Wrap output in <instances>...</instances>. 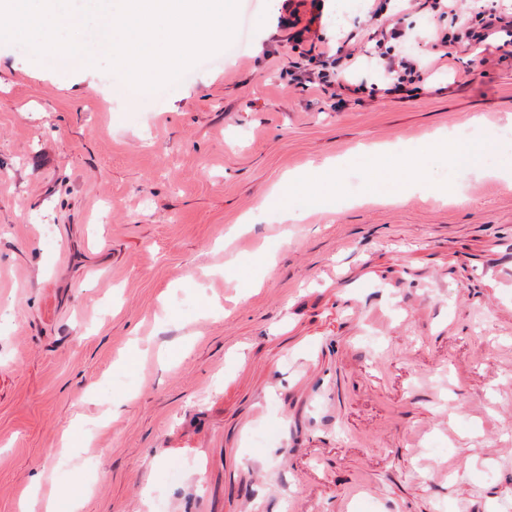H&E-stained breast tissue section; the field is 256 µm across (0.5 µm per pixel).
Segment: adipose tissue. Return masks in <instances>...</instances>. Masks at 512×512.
I'll use <instances>...</instances> for the list:
<instances>
[{
    "instance_id": "obj_1",
    "label": "adipose tissue",
    "mask_w": 512,
    "mask_h": 512,
    "mask_svg": "<svg viewBox=\"0 0 512 512\" xmlns=\"http://www.w3.org/2000/svg\"><path fill=\"white\" fill-rule=\"evenodd\" d=\"M442 156L450 163L463 164L473 158L472 150L463 148L450 133L432 139L422 150L399 157L391 149L366 147L360 152L367 177L368 198L374 202L399 201L408 189L424 188L437 195L442 186L428 177L430 157ZM343 191L340 166L327 164L305 174H292L268 194L266 205L285 217H294L298 207L318 212L330 206Z\"/></svg>"
}]
</instances>
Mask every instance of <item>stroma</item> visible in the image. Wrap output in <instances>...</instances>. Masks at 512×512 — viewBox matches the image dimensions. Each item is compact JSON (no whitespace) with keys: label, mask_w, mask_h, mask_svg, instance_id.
Returning a JSON list of instances; mask_svg holds the SVG:
<instances>
[{"label":"stroma","mask_w":512,"mask_h":512,"mask_svg":"<svg viewBox=\"0 0 512 512\" xmlns=\"http://www.w3.org/2000/svg\"><path fill=\"white\" fill-rule=\"evenodd\" d=\"M375 7L239 0L248 36L137 106L0 42V512H512V181L482 175L512 63H434L404 99L289 84ZM382 16L412 57L448 24ZM468 125L476 165L429 170L450 200L359 202L360 145ZM329 160L331 210L263 207Z\"/></svg>","instance_id":"stroma-1"}]
</instances>
